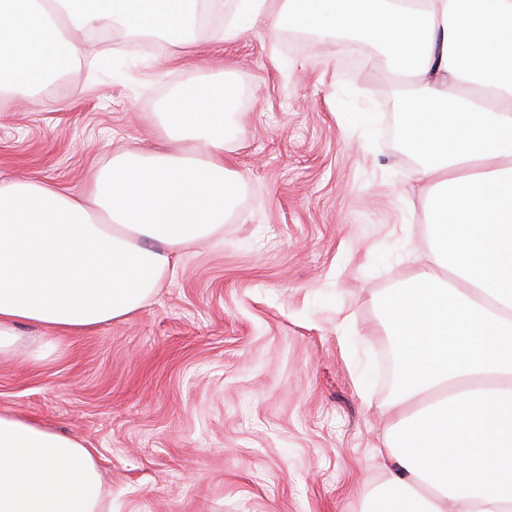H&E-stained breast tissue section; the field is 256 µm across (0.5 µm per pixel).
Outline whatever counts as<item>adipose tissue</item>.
<instances>
[{"instance_id": "ef3b65f1", "label": "adipose tissue", "mask_w": 512, "mask_h": 512, "mask_svg": "<svg viewBox=\"0 0 512 512\" xmlns=\"http://www.w3.org/2000/svg\"><path fill=\"white\" fill-rule=\"evenodd\" d=\"M232 42L284 25L390 56L418 159L432 270L396 292L385 332L399 368L385 481L367 512H512V0H0V96L32 95L108 26L190 45L203 13ZM237 90L179 87L156 113L180 151L126 150L90 197L0 182V358L19 326L75 336L130 318L214 235L240 177L225 163ZM92 449L0 412V512H105Z\"/></svg>"}]
</instances>
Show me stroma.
Masks as SVG:
<instances>
[{"mask_svg": "<svg viewBox=\"0 0 512 512\" xmlns=\"http://www.w3.org/2000/svg\"><path fill=\"white\" fill-rule=\"evenodd\" d=\"M216 26L186 50L85 37L66 80L0 97V180L79 194L117 148L162 144L150 117L178 86L230 62L244 95L223 229L129 319L44 356L49 331L21 328L0 411L93 448L112 512H364L395 388L380 302L429 249L397 72L367 46L261 28L220 43Z\"/></svg>", "mask_w": 512, "mask_h": 512, "instance_id": "35a3bbf8", "label": "stroma"}]
</instances>
